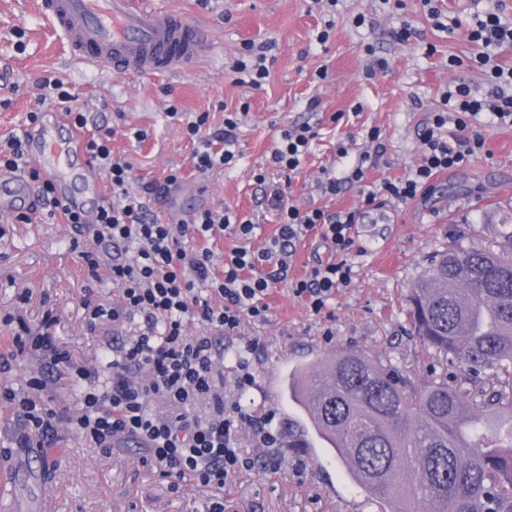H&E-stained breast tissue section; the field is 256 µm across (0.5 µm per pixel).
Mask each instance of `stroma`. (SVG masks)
I'll list each match as a JSON object with an SVG mask.
<instances>
[{
	"mask_svg": "<svg viewBox=\"0 0 512 512\" xmlns=\"http://www.w3.org/2000/svg\"><path fill=\"white\" fill-rule=\"evenodd\" d=\"M174 12L198 18L208 31L203 55L172 74L128 80L98 73L76 62L68 45L40 15L41 0H0V136L22 128L26 116L53 104L40 83L62 80L78 103L88 104L97 123L112 132L114 158L128 160L135 179L163 182L180 170V186L145 197L151 214L177 223L205 209L227 208L252 219V236L240 240L216 234L215 262L242 246L257 250L278 229L268 204L274 190L307 210L347 211L379 238L369 246L355 236L348 257L352 280L338 288L321 313L293 295L287 283L267 297L266 322L244 320L238 334L224 340V400L249 412L270 413L276 427L294 421L308 444L281 448L276 465L257 449L255 470L224 486V512H398L399 500H369L334 452L313 433L283 383L289 370L330 355L338 347L399 364L416 384L430 378L439 359L411 336L408 295L428 256L450 246L500 251L512 232V126L474 129L486 133L488 156L448 171L415 200L363 203L359 185L343 178L361 153L373 151L367 133L381 130L386 152L367 166L366 184L398 177L420 158L421 134L442 93L468 83L475 96L489 86L482 72L454 66L453 58L477 53L465 29H437L421 0H403L392 10L385 0H340L335 14L317 0H159ZM443 22L473 14L497 13L512 19V0H438ZM414 34L399 40L403 22ZM326 44H318L320 31ZM271 43L270 77L263 89L237 84L232 67L249 43ZM326 79H319V71ZM179 117H169L170 108ZM209 109V125L224 124L225 112L240 111L235 158L206 175L191 164L194 143L185 124ZM311 124L317 136L297 171L284 173L269 162L283 129ZM145 133L136 141L134 131ZM264 172L258 183L255 172ZM343 181L338 195L323 194L326 178ZM71 226L42 220L16 224L0 213V352L23 328L38 329L52 319L51 332L74 363L90 366L109 355L114 341L136 335L142 318L90 331L82 300L94 291L110 303L118 291L109 283L89 284L71 243ZM255 382L234 386L236 358L250 339ZM22 421L0 409V463L15 469L13 486H0V512H207L210 494L184 481L172 486L143 465L135 447L103 453L89 447L69 427L55 451L16 448Z\"/></svg>",
	"mask_w": 512,
	"mask_h": 512,
	"instance_id": "stroma-1",
	"label": "stroma"
}]
</instances>
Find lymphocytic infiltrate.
<instances>
[{"label": "lymphocytic infiltrate", "instance_id": "lymphocytic-infiltrate-1", "mask_svg": "<svg viewBox=\"0 0 512 512\" xmlns=\"http://www.w3.org/2000/svg\"><path fill=\"white\" fill-rule=\"evenodd\" d=\"M467 32L469 40L482 47L470 66L486 74L488 93L476 98L465 83L446 91L440 107L426 122L418 164L406 175L383 178L364 191L365 204L383 196L402 203L413 200L441 173L485 153V137L469 131L480 115H490L494 126L512 125V67L499 59L500 52L512 48V20L492 13L475 19ZM44 86L54 98L69 103L67 115L72 124L89 132L86 149L103 170L110 189L109 198L96 213L95 239L122 250L107 267L102 266L97 250L80 252L87 280H104L119 290L118 301L110 304L84 298L88 324L94 329L139 316L144 327L138 335L114 345L111 357L93 368L72 363L48 328L13 336L11 350L0 353V374L11 373L25 355L41 364L40 372L27 379L26 391H0V403L24 423L15 444L54 447L58 428L65 422L90 447L108 452L134 443L142 451L143 463L163 477L176 483L188 480L219 493L230 477L257 466L256 457L240 446L239 426L249 429L258 447L274 448L279 441L272 415H255L237 405L225 407L217 386L219 365L224 361L219 338L236 335L243 318L266 321V298L274 284L286 280L293 294L305 299L312 311L326 308L337 288L352 279L347 255L357 214L320 208L303 211L282 195H274L271 204L278 213L279 227L266 247L233 249L223 265H216L210 248L215 231L228 229L246 239L255 229L252 220L207 209L176 227L149 216L142 194H157L162 186L177 184L179 172H171L161 184L142 183L140 193H132V167L113 157L108 134L89 130L86 113L73 107L74 96L62 81L48 80ZM39 119V113H28L24 128L0 139V170L20 173L36 184L50 220L82 228L81 214L56 197L53 184L27 153L29 131ZM208 119L204 110L186 125L195 144L193 167L202 175L232 163L239 127L237 116L230 114L222 129L211 132ZM450 124L456 134L447 140L442 131ZM314 137L308 125L282 130L272 151L273 163L281 170L296 171ZM312 231L328 243L332 257L312 266L305 277L289 280L290 249ZM191 322L201 326L200 334H188ZM62 372L76 392L73 408L58 410L44 395L53 375ZM153 401L165 404L164 414L150 411Z\"/></svg>", "mask_w": 512, "mask_h": 512}]
</instances>
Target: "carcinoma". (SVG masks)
Wrapping results in <instances>:
<instances>
[{"mask_svg": "<svg viewBox=\"0 0 512 512\" xmlns=\"http://www.w3.org/2000/svg\"><path fill=\"white\" fill-rule=\"evenodd\" d=\"M409 305L413 335L463 365L471 388L419 387L391 360L346 349L292 370L288 397L371 499L398 497L400 512H512V257L441 251Z\"/></svg>", "mask_w": 512, "mask_h": 512, "instance_id": "obj_1", "label": "carcinoma"}]
</instances>
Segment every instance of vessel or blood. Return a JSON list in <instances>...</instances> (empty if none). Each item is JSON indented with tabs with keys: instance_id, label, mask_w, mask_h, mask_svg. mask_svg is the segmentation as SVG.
Masks as SVG:
<instances>
[{
	"instance_id": "b4317fda",
	"label": "vessel or blood",
	"mask_w": 512,
	"mask_h": 512,
	"mask_svg": "<svg viewBox=\"0 0 512 512\" xmlns=\"http://www.w3.org/2000/svg\"><path fill=\"white\" fill-rule=\"evenodd\" d=\"M42 12L67 39L71 54L102 71L139 78L161 76L192 62L206 47L201 24L187 14H174L156 0H42ZM64 105L42 112L28 139V153L55 185L58 196L83 207L71 192V166L89 162L75 131L66 130ZM66 130L65 142L54 133ZM0 195L37 203L34 185L17 173H0Z\"/></svg>"
}]
</instances>
